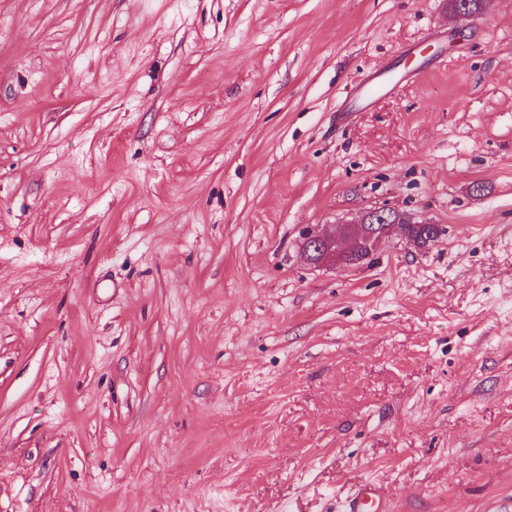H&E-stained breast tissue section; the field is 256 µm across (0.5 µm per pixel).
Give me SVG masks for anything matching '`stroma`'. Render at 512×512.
I'll list each match as a JSON object with an SVG mask.
<instances>
[{"label": "stroma", "instance_id": "35a3bbf8", "mask_svg": "<svg viewBox=\"0 0 512 512\" xmlns=\"http://www.w3.org/2000/svg\"><path fill=\"white\" fill-rule=\"evenodd\" d=\"M383 204L441 236L304 260ZM363 482L512 512V0H0V512ZM402 79L391 87H387L381 80L379 74H374L361 83L353 92L351 97L361 100L366 106L372 104L377 97L387 94L397 88Z\"/></svg>", "mask_w": 512, "mask_h": 512}]
</instances>
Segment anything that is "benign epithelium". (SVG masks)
Returning <instances> with one entry per match:
<instances>
[{
	"label": "benign epithelium",
	"mask_w": 512,
	"mask_h": 512,
	"mask_svg": "<svg viewBox=\"0 0 512 512\" xmlns=\"http://www.w3.org/2000/svg\"><path fill=\"white\" fill-rule=\"evenodd\" d=\"M399 232L398 221L394 220V209L375 207L363 214L353 224H341L336 230H324L305 238L302 253L306 260L316 266L344 264L356 249L368 244L371 251H377Z\"/></svg>",
	"instance_id": "1"
}]
</instances>
